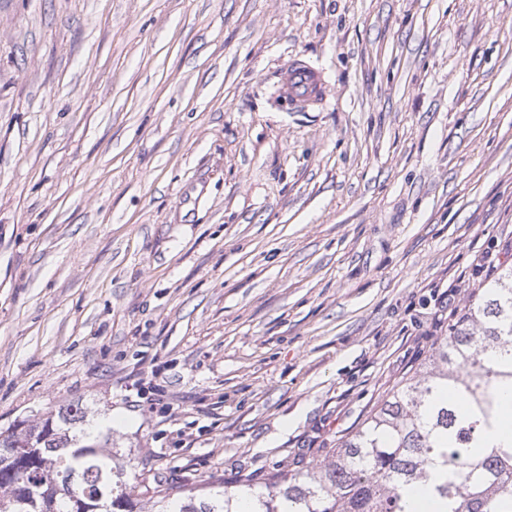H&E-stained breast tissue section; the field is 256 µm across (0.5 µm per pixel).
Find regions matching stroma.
Here are the masks:
<instances>
[{"instance_id": "1", "label": "stroma", "mask_w": 512, "mask_h": 512, "mask_svg": "<svg viewBox=\"0 0 512 512\" xmlns=\"http://www.w3.org/2000/svg\"><path fill=\"white\" fill-rule=\"evenodd\" d=\"M323 105L278 96L294 59ZM512 263V0H0V431L81 401L172 499L330 459Z\"/></svg>"}]
</instances>
